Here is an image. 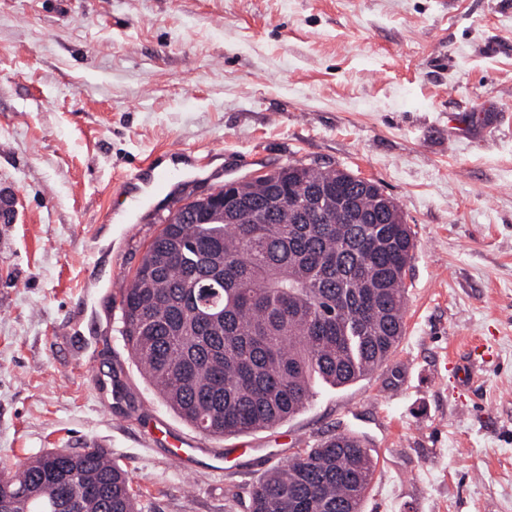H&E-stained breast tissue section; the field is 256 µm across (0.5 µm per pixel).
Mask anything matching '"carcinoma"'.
<instances>
[{
	"instance_id": "carcinoma-1",
	"label": "carcinoma",
	"mask_w": 512,
	"mask_h": 512,
	"mask_svg": "<svg viewBox=\"0 0 512 512\" xmlns=\"http://www.w3.org/2000/svg\"><path fill=\"white\" fill-rule=\"evenodd\" d=\"M324 190L350 207L300 211ZM232 204L259 224H164L120 288L121 336L142 375L186 423L221 437L271 428L310 397L374 372L403 335L410 229L382 189L347 172L290 165L238 183ZM285 197L270 211L267 200ZM376 462L330 438L262 476L250 512H361ZM0 512H139L128 474L104 451H47L0 474Z\"/></svg>"
}]
</instances>
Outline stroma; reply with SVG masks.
<instances>
[{
    "label": "stroma",
    "instance_id": "stroma-1",
    "mask_svg": "<svg viewBox=\"0 0 512 512\" xmlns=\"http://www.w3.org/2000/svg\"><path fill=\"white\" fill-rule=\"evenodd\" d=\"M175 149L180 184L130 223L117 179ZM289 164L399 203L404 334L278 426L206 436L140 373L111 282L186 198ZM0 190V464L95 444L141 512H248L346 432L377 463L362 512H512V0H0Z\"/></svg>",
    "mask_w": 512,
    "mask_h": 512
}]
</instances>
